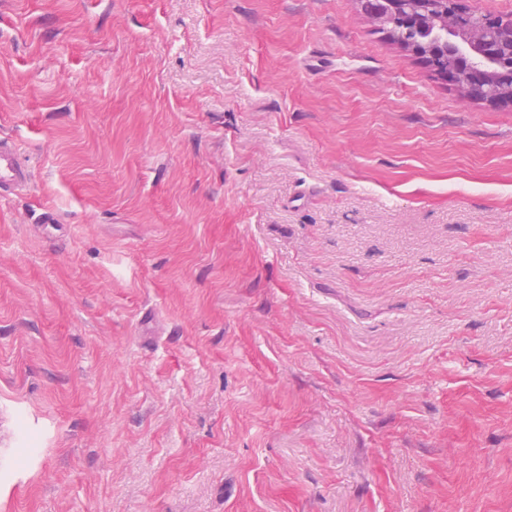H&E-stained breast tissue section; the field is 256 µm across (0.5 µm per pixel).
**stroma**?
Returning a JSON list of instances; mask_svg holds the SVG:
<instances>
[{
  "label": "stroma",
  "instance_id": "1",
  "mask_svg": "<svg viewBox=\"0 0 512 512\" xmlns=\"http://www.w3.org/2000/svg\"><path fill=\"white\" fill-rule=\"evenodd\" d=\"M0 139V512H512V106L361 0H0ZM30 177L31 171L20 161L17 151L0 140V196L23 186Z\"/></svg>",
  "mask_w": 512,
  "mask_h": 512
}]
</instances>
